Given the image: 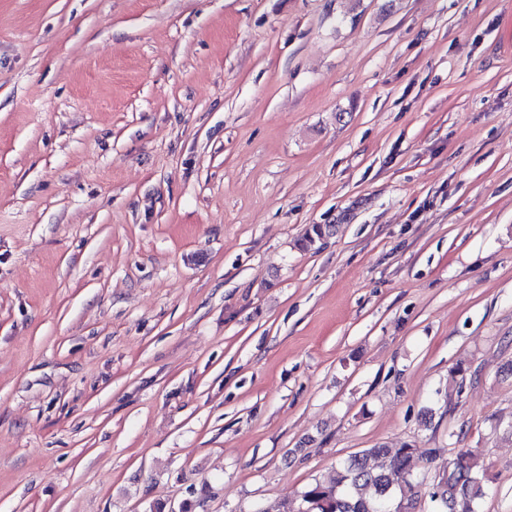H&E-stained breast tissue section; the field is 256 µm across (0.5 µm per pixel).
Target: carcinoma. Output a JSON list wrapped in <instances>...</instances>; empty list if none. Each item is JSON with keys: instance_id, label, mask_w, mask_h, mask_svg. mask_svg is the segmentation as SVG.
<instances>
[{"instance_id": "1", "label": "carcinoma", "mask_w": 512, "mask_h": 512, "mask_svg": "<svg viewBox=\"0 0 512 512\" xmlns=\"http://www.w3.org/2000/svg\"><path fill=\"white\" fill-rule=\"evenodd\" d=\"M334 230L333 224H313L299 246L312 250ZM414 453V445L409 442L399 448L382 444L366 448L337 464L332 484L310 483L276 510L256 512H395L398 508L409 509L425 494L434 505L433 512H478L487 486L477 455L457 454L437 482L428 486L411 468Z\"/></svg>"}]
</instances>
